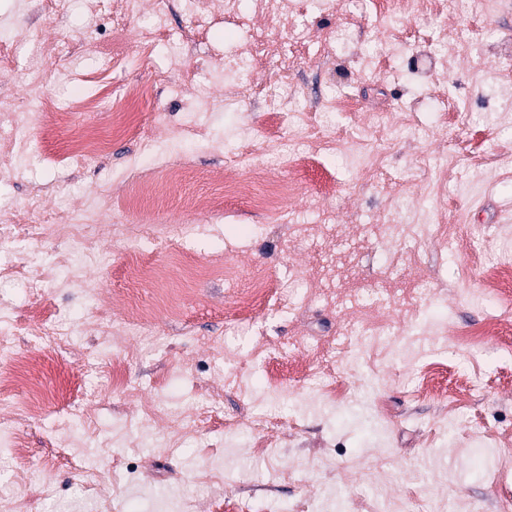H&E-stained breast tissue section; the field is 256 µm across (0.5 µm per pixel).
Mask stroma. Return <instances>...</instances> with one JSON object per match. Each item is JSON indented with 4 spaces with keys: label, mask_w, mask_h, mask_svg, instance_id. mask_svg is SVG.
Returning a JSON list of instances; mask_svg holds the SVG:
<instances>
[{
    "label": "stroma",
    "mask_w": 512,
    "mask_h": 512,
    "mask_svg": "<svg viewBox=\"0 0 512 512\" xmlns=\"http://www.w3.org/2000/svg\"><path fill=\"white\" fill-rule=\"evenodd\" d=\"M141 2L124 20V58L105 68L87 46L112 22L84 0L53 18L39 0H0V38L16 43L0 99L34 111L27 77L39 63L55 97L89 102L67 125L31 136L27 161L0 182V221L31 212L38 237L20 243L48 259L65 243L56 212H87L102 195L123 204L95 225L104 264L80 286L45 292L37 309L56 337L10 339L39 357L55 412L25 414L18 389L0 396V422L22 434L20 451L0 456V512L22 499L29 512H231L241 499L259 512H455L461 501L469 512H512V477L497 483L503 460L484 440L512 430V311L474 293L485 266L512 255V157L501 153L512 143V79L500 75L512 0H448L443 12L405 18L400 43L369 0H301L297 21L322 57L285 74L267 60L235 93L224 57L269 27L251 0L238 6L247 27L217 6L192 43L176 2L148 45L138 31L156 5ZM443 53L450 71L425 67V55ZM132 85L151 89L130 116L153 143L187 121L209 128V144L185 143L177 157L188 175L146 171L126 182L139 146L123 137L104 158L60 165L75 138L111 131L112 106ZM285 85L346 147L294 176L280 223L244 196L220 214L188 211L189 200L228 182L291 177L280 162L298 149L288 126L260 166L237 158ZM443 99L470 120L439 122ZM381 115L412 128L384 140L382 168L361 184L353 162ZM447 159L451 177L437 195L427 170ZM393 219L409 228L397 240L384 230ZM157 224L192 232L154 250L157 272L145 276L129 254L140 228ZM259 270L293 302L271 300L246 322L234 301ZM132 302L150 309L148 327L128 324ZM37 309L23 284L0 281V318L27 320ZM491 317L501 336L471 350L467 335ZM76 320L83 335L66 336ZM108 322L121 335L106 337ZM442 351L447 361L423 392L416 377ZM463 383L468 405L449 411ZM261 412L272 424L259 438L250 420ZM503 462L512 466V456Z\"/></svg>",
    "instance_id": "35a3bbf8"
}]
</instances>
